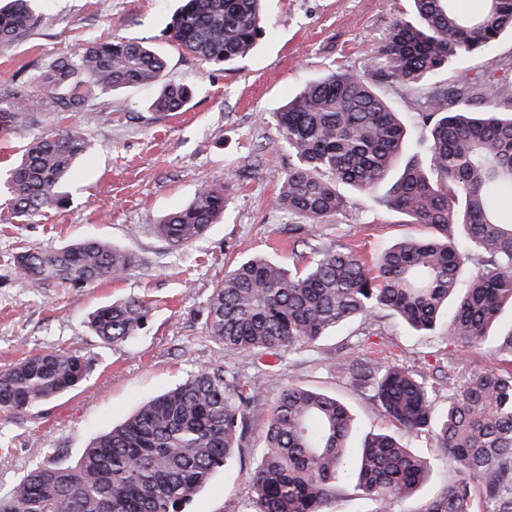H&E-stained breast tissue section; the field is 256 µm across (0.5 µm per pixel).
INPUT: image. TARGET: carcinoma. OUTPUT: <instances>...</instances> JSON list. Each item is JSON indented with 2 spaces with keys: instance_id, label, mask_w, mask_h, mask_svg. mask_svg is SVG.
<instances>
[{
  "instance_id": "1",
  "label": "carcinoma",
  "mask_w": 512,
  "mask_h": 512,
  "mask_svg": "<svg viewBox=\"0 0 512 512\" xmlns=\"http://www.w3.org/2000/svg\"><path fill=\"white\" fill-rule=\"evenodd\" d=\"M415 18L397 20L364 58L307 82L274 113L291 162L280 205L310 227L345 214L346 187L370 207L430 229L372 259L349 243L309 244L301 271L262 256L240 260L210 295L208 336L228 354H272L316 341L354 319L386 315L424 335L448 313V345L478 350L506 303L512 304V56L447 82L451 62L479 56L512 32V0H485L465 12L459 0H412ZM262 0H180L171 41L205 64L230 65L267 34ZM38 23L31 0L0 7V44ZM165 58L140 41H87L71 57L4 88L0 129L24 143L3 189L14 218L62 204L58 187L85 155L87 141L59 129L29 137L41 112H81L98 96L155 86V112H182L188 87L164 80ZM407 102L401 117L387 97ZM426 134L422 156L400 162L408 131ZM224 185L203 184L193 200L155 229L173 247L202 235L224 214ZM132 251L87 238L61 248H29L15 263L27 283L74 287L120 279L136 266ZM469 271L470 283L458 292ZM150 313L139 298L96 309L90 329L118 345ZM493 353L512 365V327ZM354 389L398 424L368 432L354 446L357 422L326 392L290 384L271 401L263 452L251 477L254 512H324L345 479L388 512L417 492L431 464L409 440L431 433L448 452L453 478L422 512H512V368H474L442 380L448 406L437 413L434 387L399 363L346 361ZM90 370L81 355L37 351L0 370V411L16 412L79 386ZM221 366L204 367L144 403L123 424L96 438L79 459L52 454L29 472L0 512H183L224 467L248 434L247 410L260 396Z\"/></svg>"
}]
</instances>
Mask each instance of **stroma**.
Wrapping results in <instances>:
<instances>
[{
    "mask_svg": "<svg viewBox=\"0 0 512 512\" xmlns=\"http://www.w3.org/2000/svg\"><path fill=\"white\" fill-rule=\"evenodd\" d=\"M175 6L176 0H33L41 23L15 43L0 45V86L71 55L85 41L116 37L153 46L167 61V80L192 89L186 111L171 115L151 110L154 88L139 87L94 100L63 120L41 114L31 128L32 136L40 137L67 122L89 149L62 188L61 206L12 218L0 196V370L34 350L51 348L84 356L91 370L59 398L22 412H0V498L50 454L76 462L93 438L151 397L200 368L226 365L241 380L258 381L263 393L247 412L246 446L212 475L185 512H250V479L269 405L288 383L340 398L363 430H393L390 418L355 393L331 356L402 363L423 375L499 364L488 348L449 347L444 319L427 336L392 316L371 324L356 319L316 342L262 356L225 353L207 335L212 289L238 259L268 254L284 266L300 265L302 242L311 233L326 243L357 245L367 257L426 235L422 226L360 203L313 230L303 228L278 202L289 157L272 119L305 80L333 68L358 67L367 48L411 11L408 0H264L269 35L249 56L215 66L167 39ZM229 169L242 176L225 192L220 223L180 249L157 235L155 226L165 214L186 205L201 183L223 181ZM90 237L131 250L139 266L123 279L86 287L21 282L13 261L18 250ZM126 297L149 302L150 315L131 340L105 344L87 317ZM411 446L433 469L421 489L393 501L390 512H420L451 474L432 435L413 438Z\"/></svg>",
    "mask_w": 512,
    "mask_h": 512,
    "instance_id": "stroma-1",
    "label": "stroma"
}]
</instances>
